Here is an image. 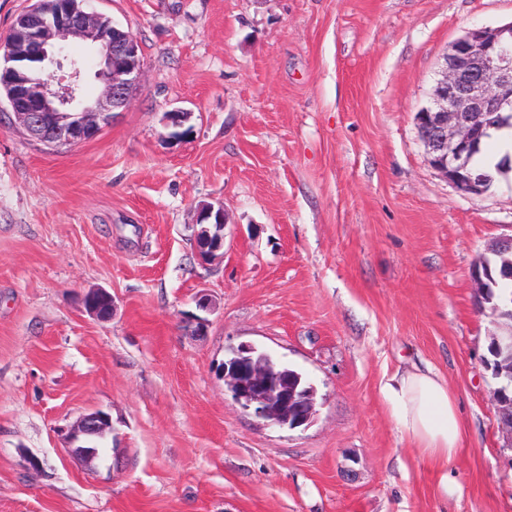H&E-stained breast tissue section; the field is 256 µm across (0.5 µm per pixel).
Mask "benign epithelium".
Returning <instances> with one entry per match:
<instances>
[{"label":"benign epithelium","mask_w":512,"mask_h":512,"mask_svg":"<svg viewBox=\"0 0 512 512\" xmlns=\"http://www.w3.org/2000/svg\"><path fill=\"white\" fill-rule=\"evenodd\" d=\"M90 0H38L20 15L12 37L0 40V86L9 88L6 101L27 133L48 146L72 147L95 136L128 104L136 86L142 60L135 37L112 24L102 26V15L88 8ZM70 37L97 49L94 77L105 86L94 101L79 98L82 69L71 63L70 72L52 80L63 68L58 45ZM41 65L47 80L33 83L24 73L28 62ZM512 105V23L496 29H477L456 40L444 57L439 78L425 111L417 113V129L430 163L457 189L468 194L485 190L486 176L469 173L468 167L486 118ZM223 206L203 205L197 212L194 239L205 243L199 258L208 261L224 249ZM85 311L105 321L112 318V294L95 288L84 297ZM253 348L240 347L224 370L231 397L256 418L297 428L307 424L315 410L314 391H299L270 369L255 362ZM501 431L512 446V394L493 392ZM113 432L110 414L97 410L85 415L64 432L66 448L91 463L96 449L86 442Z\"/></svg>","instance_id":"benign-epithelium-1"}]
</instances>
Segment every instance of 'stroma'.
Returning a JSON list of instances; mask_svg holds the SVG:
<instances>
[{"label":"stroma","instance_id":"obj_1","mask_svg":"<svg viewBox=\"0 0 512 512\" xmlns=\"http://www.w3.org/2000/svg\"><path fill=\"white\" fill-rule=\"evenodd\" d=\"M92 7L140 46L125 110L61 149L0 112V512H512L485 364L500 324L472 279L512 234V175L460 192L415 121L452 44L511 23L512 0ZM204 203L227 218L209 263ZM93 288L111 320L86 313ZM241 344L303 373L311 423L233 402L223 365ZM412 362L460 405L444 469L380 392ZM96 410L120 455L90 470L58 431ZM224 224H227V220L223 206L218 205L215 209L214 205L205 204L198 210L195 226L199 228L195 230L194 241L196 244V240L200 239L206 244L203 254L197 249L202 261L215 260L224 254ZM211 226L215 228L214 232L211 231ZM84 308L90 316L105 321L112 318L115 309L114 298L109 291L95 288L85 295Z\"/></svg>","mask_w":512,"mask_h":512}]
</instances>
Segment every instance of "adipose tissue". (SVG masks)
Listing matches in <instances>:
<instances>
[{
  "label": "adipose tissue",
  "mask_w": 512,
  "mask_h": 512,
  "mask_svg": "<svg viewBox=\"0 0 512 512\" xmlns=\"http://www.w3.org/2000/svg\"><path fill=\"white\" fill-rule=\"evenodd\" d=\"M381 394L400 434L417 452L444 465L461 446L456 396L434 368L411 365L385 377Z\"/></svg>",
  "instance_id": "1"
}]
</instances>
